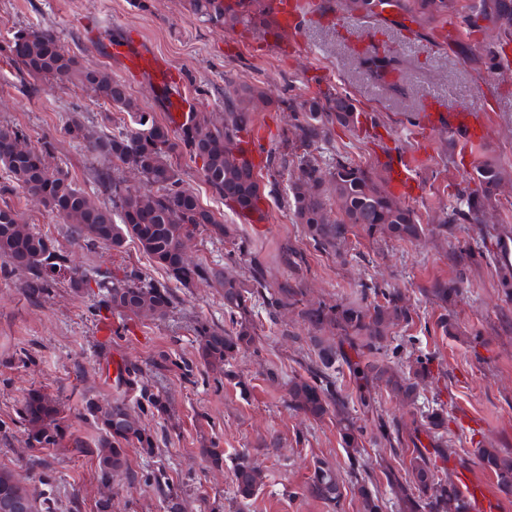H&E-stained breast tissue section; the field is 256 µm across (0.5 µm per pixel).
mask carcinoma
<instances>
[{
  "instance_id": "1",
  "label": "carcinoma",
  "mask_w": 512,
  "mask_h": 512,
  "mask_svg": "<svg viewBox=\"0 0 512 512\" xmlns=\"http://www.w3.org/2000/svg\"><path fill=\"white\" fill-rule=\"evenodd\" d=\"M190 6L193 14L215 24L224 25L239 19V13L226 10L224 0H190ZM454 10V0H413L408 12L422 26ZM461 24L472 34L491 26L500 31L502 42L483 48L477 61L487 70L501 67L506 48L512 42V0H473L461 16ZM9 51L20 72L49 77L63 88L93 83L103 103L126 114L129 121L112 131L97 134L88 142L87 149L99 158L136 171L152 190L143 192L97 169L101 192L111 202L109 206L98 205L77 188L68 173L41 167L32 152L10 150V143L18 141L23 132L3 126L0 127V165L9 173L13 188L42 196L48 203V210L71 225L80 238L114 248L131 240L177 282L188 284L204 277L201 266L182 261L183 240L200 228L222 239L224 222L202 205L196 192L184 185L171 158L186 153L192 161L201 162L204 181L212 193L240 214L259 210L260 181L253 162L245 159L239 136L252 120L248 104L252 98L263 95V91L251 86H228L224 89L223 125H215L207 114L198 112L193 123L173 130L134 105L126 84L102 72L82 68L76 56L61 46L51 29L31 28L16 33ZM393 62V57L377 54L362 60L368 74L378 79ZM296 107L299 116L294 124V138L302 155L297 174L289 180L287 203L293 220L303 225L314 245L325 252L336 253L343 261L345 257L337 251V246L352 226L360 225L370 234L380 231L403 242L420 238L425 227L414 211L398 205L385 194L370 172L339 155L331 164L324 165L310 152V148L326 139L331 125L352 128L358 123L355 100L348 94L338 93L333 97H312ZM471 180L475 188L466 190L460 202L448 209L442 219V227L447 231L453 224L483 223L486 209L498 195L504 171L494 157L483 153L473 166ZM330 202L340 212V218L335 221L328 217ZM495 246L494 251L486 245L476 252L449 251L448 261L456 267L455 277L434 281L426 293L437 302L448 303L464 288L466 268L476 262V257L488 255L496 263L499 288L511 296L512 255L505 239L497 238ZM0 256L27 272L23 288L36 297L53 287L54 275L64 262V256L51 239L19 223L16 213L7 204L0 207ZM211 280L223 292L224 307L237 316L233 321L235 327L229 332L211 327H203L199 332L200 357L208 364H221L224 358L253 344L250 321L253 299L261 297L260 289L266 284L262 268L258 266L244 279L214 270ZM95 283L106 291L105 301L112 310L138 318L159 317L173 305V295L166 285L147 282L134 270L121 276L104 272ZM381 296L382 300L369 305L357 301L330 306L305 305L301 281L296 279L280 284L269 298L274 308L302 306L301 314L314 327L326 322L334 324L342 342L356 354L358 361L353 363L342 348L315 342L320 365L309 370L310 377L291 381L288 392L291 410L315 419L335 413L346 448L359 447V431L346 417V403L331 390L324 370L341 359L348 364L356 381L365 386L374 380L382 381L392 393L410 402L419 395L420 381L431 375L427 360L416 361L405 372L373 359L391 330L411 320L399 291L388 288L381 291ZM84 411L99 430L95 448L86 449L78 438L73 439L72 444L79 452L95 456L100 483H111L115 475L126 469L127 447L137 446L146 453L153 450V437L129 420L123 403L117 402L102 411L93 400L87 399ZM19 419L27 432L29 447L43 449L61 445L66 430L65 417L58 403L41 390L33 389L27 394ZM447 430V412L432 411L409 432L414 456L410 460L408 479L400 480L391 469L384 471L387 484L398 489L402 512H466L456 483L441 477L437 471L436 458L443 456V450L435 444L443 439ZM423 435L434 445L432 450L424 448ZM473 455L496 476L498 489L512 494V457L481 445L474 449ZM234 477L239 496L255 495L259 477L248 456L239 458ZM306 491L333 505L342 497L335 471L322 461L314 464ZM17 496L26 499L28 512H34L27 487L13 471L0 469V502Z\"/></svg>"
}]
</instances>
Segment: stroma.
Here are the masks:
<instances>
[{
	"label": "stroma",
	"instance_id": "1",
	"mask_svg": "<svg viewBox=\"0 0 512 512\" xmlns=\"http://www.w3.org/2000/svg\"><path fill=\"white\" fill-rule=\"evenodd\" d=\"M315 3L316 13L283 50L266 38L268 18L255 9L237 22L216 26L193 15L189 0H0V126L22 130V144L32 150L50 141L48 166L68 172L91 196L99 194L95 169L108 167L112 178L130 185L138 184L139 177L105 165L65 133L73 120L100 126L107 107L91 86L62 88L47 78L19 76L4 51L16 32L53 30L82 66L125 83L139 108L159 121L165 118L160 95L145 78L129 75L111 60L107 40H134L168 61L180 75L179 90L198 111L217 117L224 113L227 85L258 87L267 98L254 112L249 132L261 149L289 134L294 114L287 98L300 102L350 93L367 120L355 130L333 127L316 156L324 161L344 156L383 182L388 179L381 167L386 157L410 160L417 192L407 204L427 228L412 243L353 228L343 245L346 260L340 263L305 237L286 206L296 155H289L287 168L276 178L262 177L265 217L257 222L212 194L199 165L186 158L177 161L186 185L228 230L221 242L205 232L189 238L190 263L229 264L245 275L261 266L272 292L284 280L300 277L308 304L346 302L371 283L403 292L412 318L394 329L381 354L392 364L429 360L432 375L414 403L376 383L366 408L346 363L337 362L329 378L361 431L363 446L353 456L341 443L335 417L315 420L288 408L289 381L308 377L318 360L311 336L339 344L333 327L312 329L298 310L276 311L261 298L253 307L251 348L221 366H209L198 354L200 326L233 328L212 281L198 279L185 286L171 280L132 241L118 250L87 244L34 197L8 191L10 177L0 167V204L47 234L65 258L56 285L35 300L23 289L24 272L0 257V468L18 474L37 505H48L49 512H97V501L106 496L112 512H167L166 498L172 494L182 499L183 512H363L361 484L376 493L381 512H401L383 471H408L413 447L406 442L395 451L388 439L408 435L414 421L439 408L448 412L450 449L447 460L438 463L442 473L452 477L468 470L474 481L493 491V512H512V496L499 493L494 474L473 455L482 443L512 456V328L503 325L504 317L512 318V299L500 290L488 260L468 268L465 288L455 301L434 304L423 293L432 281L454 277L450 249H469L486 234L512 237V68L490 73L455 56L448 45L452 25L442 19L423 28L388 7L382 21L371 22L344 10L339 0ZM385 50L396 57V68L377 81L360 60ZM432 93L444 97L450 109H468L478 117L487 152L508 173L499 191L503 203L485 228L459 224L448 236L439 232L443 210L469 180L473 157L462 154L458 133L419 130V109ZM289 245L304 254L302 270L283 262L282 251ZM132 269L143 279L168 284L174 303L165 317L148 320L111 312L100 308L104 294L98 288L79 291L69 285L76 275ZM443 315L456 322V335H443L438 328ZM117 361L133 370L121 383L113 379ZM33 389L59 400L69 434L90 448L98 430L83 413L85 399L103 408L124 402L153 436V453L129 448L127 473L107 487L97 478L93 456L67 443L45 450L42 466L30 468L18 410ZM150 393L161 398L162 409L147 405L144 397ZM243 453L262 473L260 488L249 499L239 497L233 483V467ZM318 460L339 476V505L305 491Z\"/></svg>",
	"mask_w": 512,
	"mask_h": 512
}]
</instances>
